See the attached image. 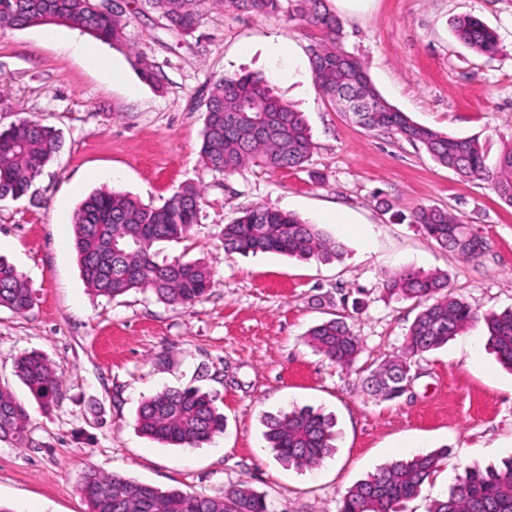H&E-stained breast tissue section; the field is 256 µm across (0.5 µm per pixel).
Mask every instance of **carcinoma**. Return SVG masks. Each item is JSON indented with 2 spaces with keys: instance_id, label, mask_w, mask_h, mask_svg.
Here are the masks:
<instances>
[{
  "instance_id": "cac0c4a2",
  "label": "carcinoma",
  "mask_w": 512,
  "mask_h": 512,
  "mask_svg": "<svg viewBox=\"0 0 512 512\" xmlns=\"http://www.w3.org/2000/svg\"><path fill=\"white\" fill-rule=\"evenodd\" d=\"M149 9L175 32L189 36L199 27L209 0H144ZM240 10L269 16L279 12L281 0H233ZM297 10L324 33L311 48L315 88L331 101L360 86L367 90L373 111L358 122L368 129H384L421 145L440 165L467 180L487 183L512 207V145L494 167L472 138L435 132L413 122L378 92L360 63L335 46L336 18L318 11V0H298ZM121 12L101 11L97 0H0V26L27 28L45 24L78 27L104 44L123 41ZM457 38L478 54L497 50L495 32L477 17L456 23ZM314 143L303 114L276 96L261 73L225 75L216 80L205 100L200 146L203 164L233 173L254 164L281 170L299 169L313 153ZM59 150L55 129L40 120L24 118L0 132V199L21 198ZM201 191L185 185L160 207L144 205L128 194L98 190L82 201L73 215L74 247L89 290L109 299L132 291H148L156 300L191 306L214 285L210 269L199 261L159 262L153 248L160 242L185 238L200 220ZM436 244L463 259L479 257L475 233L456 214L441 208L419 207L410 212ZM344 245L298 216L256 206L224 225L228 254L276 252L303 260L327 261L343 253ZM390 296L413 301L419 312L411 324L401 355L373 369L365 392L391 400L399 397L412 364L439 349L469 326L484 322L488 343L502 365L512 369V309L479 314L449 290L448 276L438 272L404 270L383 280ZM30 281L0 259V309L24 315L35 305ZM307 344L329 360L350 367L362 352L359 337L345 316L312 327ZM15 376L44 407L57 402L61 384L41 353L24 352L14 360ZM29 412L24 403L0 387V440L23 447L28 442ZM136 426L150 439L180 448H199L224 433V414L215 399L198 389L166 388L143 400ZM265 439L276 457L298 469L313 468L332 454L336 434L333 420L313 408L294 406L264 417ZM448 457V449L395 461L356 482L343 495L338 512H403ZM78 491L88 512H267L265 498L240 484L222 497L162 491L118 474L87 468ZM427 512H512V457L485 468L470 466L457 477L447 496L434 499Z\"/></svg>"
}]
</instances>
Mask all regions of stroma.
<instances>
[{
    "label": "stroma",
    "instance_id": "35a3bbf8",
    "mask_svg": "<svg viewBox=\"0 0 512 512\" xmlns=\"http://www.w3.org/2000/svg\"><path fill=\"white\" fill-rule=\"evenodd\" d=\"M124 42L113 48L80 29L0 28V131L35 117L60 136L30 197L0 201V257L33 285L23 315L0 310V385L26 404L27 447L0 441V505L11 512H87L77 490L85 468L163 490L213 497L247 484L268 512H337L355 482L415 452L448 459L405 512H426L466 467L512 457V371L486 347L483 324L417 361L409 389L385 400L363 392L367 367L398 355L417 310L388 297L385 277L405 269L447 274L455 296L479 313L512 308V207L386 130L354 123L319 95L311 68L270 59V40L308 60L322 38L282 0L257 17L209 0L189 36L169 29L143 0H125ZM341 48L381 95L413 121L479 140L488 164L512 142V0H323ZM495 31L499 49L479 55L453 31L463 16ZM159 86L143 82L136 58ZM269 75L303 112L315 148L298 170L251 165L224 174L198 157L203 101L238 72ZM202 192L200 222L181 242L157 244L161 261L200 260L214 274L208 296L188 307L148 293L94 296L80 274L72 217L93 190L114 189L159 206L179 187ZM256 205L292 212L343 243L329 262L224 251L223 230ZM440 207L483 236L464 260L405 221ZM345 316L363 351L352 367L304 342L330 314ZM43 353L61 382L41 407L13 373L23 352ZM216 395L226 429L199 448L165 447L134 427L140 402L165 388ZM308 405L336 422V451L298 469L275 459L263 419Z\"/></svg>",
    "mask_w": 512,
    "mask_h": 512
}]
</instances>
